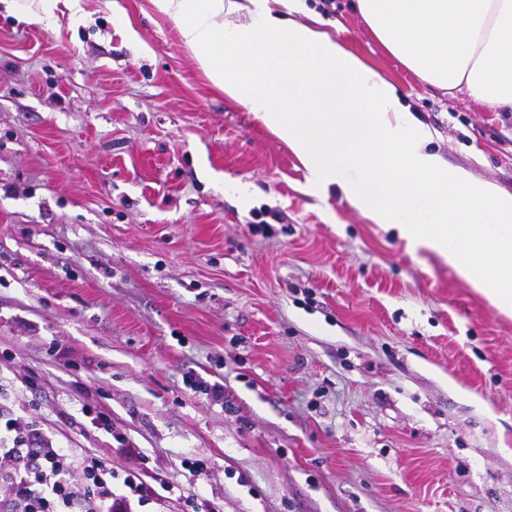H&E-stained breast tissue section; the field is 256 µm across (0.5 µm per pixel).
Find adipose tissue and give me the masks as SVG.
Instances as JSON below:
<instances>
[{"instance_id":"adipose-tissue-1","label":"adipose tissue","mask_w":512,"mask_h":512,"mask_svg":"<svg viewBox=\"0 0 512 512\" xmlns=\"http://www.w3.org/2000/svg\"><path fill=\"white\" fill-rule=\"evenodd\" d=\"M212 85L286 143L315 193L436 253L512 317V192L448 165L394 85L303 0H153ZM430 85L512 109V0H354Z\"/></svg>"}]
</instances>
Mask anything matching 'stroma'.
<instances>
[{"mask_svg": "<svg viewBox=\"0 0 512 512\" xmlns=\"http://www.w3.org/2000/svg\"><path fill=\"white\" fill-rule=\"evenodd\" d=\"M81 7L0 0V406L220 512H512V318L310 194L152 0ZM325 21L449 165L512 191V112L418 79L351 0ZM185 385L194 392L202 391L206 394L209 399L216 403H223L224 401V384L220 382H214L209 384L202 378L197 377L194 374L185 376Z\"/></svg>", "mask_w": 512, "mask_h": 512, "instance_id": "35a3bbf8", "label": "stroma"}]
</instances>
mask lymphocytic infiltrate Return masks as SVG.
<instances>
[{"mask_svg":"<svg viewBox=\"0 0 512 512\" xmlns=\"http://www.w3.org/2000/svg\"><path fill=\"white\" fill-rule=\"evenodd\" d=\"M173 490L165 481L147 484L134 468L115 471L94 451L54 446L0 409V512H131Z\"/></svg>","mask_w":512,"mask_h":512,"instance_id":"obj_1","label":"lymphocytic infiltrate"}]
</instances>
